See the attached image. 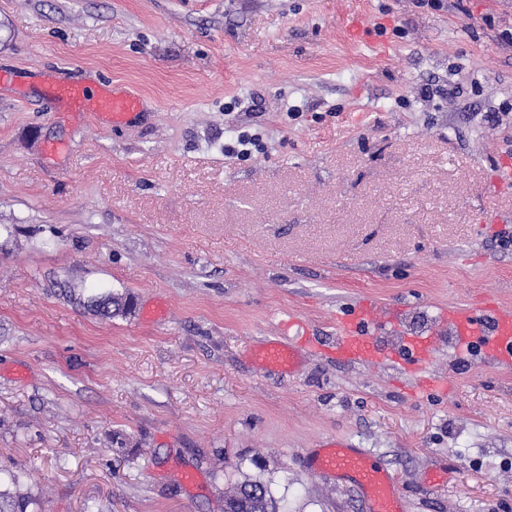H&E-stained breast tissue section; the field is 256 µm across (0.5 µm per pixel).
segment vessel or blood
<instances>
[{"label": "vessel or blood", "mask_w": 512, "mask_h": 512, "mask_svg": "<svg viewBox=\"0 0 512 512\" xmlns=\"http://www.w3.org/2000/svg\"><path fill=\"white\" fill-rule=\"evenodd\" d=\"M136 94L105 96L101 105L113 122L119 123L136 109ZM395 320L392 309L361 302L336 319L334 352L337 359L351 362L373 360L379 336L386 334ZM450 335L464 343L480 359L512 363V311L493 302L480 303L448 313ZM435 347L431 337H406L386 353L387 361L401 366L412 377L413 388L424 390L433 386L447 390V383H434L424 377L423 369L433 360ZM309 464L314 472L326 476H346L354 480L371 503V512H401L400 498L395 491L396 480L378 467L366 454L339 442L313 453Z\"/></svg>", "instance_id": "1"}]
</instances>
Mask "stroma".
<instances>
[{
  "label": "stroma",
  "mask_w": 512,
  "mask_h": 512,
  "mask_svg": "<svg viewBox=\"0 0 512 512\" xmlns=\"http://www.w3.org/2000/svg\"><path fill=\"white\" fill-rule=\"evenodd\" d=\"M441 3L0 0V487L224 512L259 479L279 512H370L310 468L338 438L403 512H512V366L445 334L451 391L413 393L328 350L358 299L403 309L383 350L452 306L512 310V0ZM58 83L140 106L115 125ZM243 128L258 150L225 155ZM109 291L134 312L69 299ZM304 336L294 370L259 360ZM69 298L105 319L124 318L131 315L135 309V300L129 293L105 292L90 296L86 301L75 294H70Z\"/></svg>",
  "instance_id": "1"
}]
</instances>
